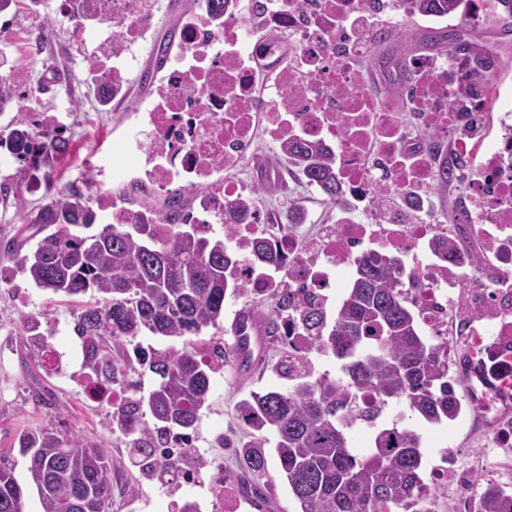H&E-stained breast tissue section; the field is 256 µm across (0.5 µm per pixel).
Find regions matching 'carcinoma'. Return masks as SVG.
I'll return each mask as SVG.
<instances>
[{
    "label": "carcinoma",
    "instance_id": "carcinoma-1",
    "mask_svg": "<svg viewBox=\"0 0 512 512\" xmlns=\"http://www.w3.org/2000/svg\"><path fill=\"white\" fill-rule=\"evenodd\" d=\"M404 16L449 17L463 0H401ZM424 45L453 57L466 44L457 28L426 31ZM15 155H36L40 143L31 132H10ZM282 156L302 172L325 199L336 204L342 189L328 151L318 144L288 140ZM184 195L168 197L172 219L164 236L151 224H102L93 233V215L70 195L55 196L32 223L35 249L20 268L38 288L52 295L89 296L75 324L85 351L83 367L91 382L112 389L126 384V371L137 363L157 377L148 396L116 405L107 401V425L130 438L136 464L164 478L176 470L172 458L157 455L168 433L194 429L208 400L210 374L236 361L239 349L203 338L224 318L227 292L239 286L229 269L240 256L232 240L212 241L196 225L180 224ZM421 290L422 276L404 283L397 266L380 255L365 260L336 309L332 321L317 307L297 303L289 293L279 307L293 309L313 349L342 361L345 378L294 374L288 359L280 373L293 381L285 390L254 392L238 404L241 418L257 431L274 434V453L299 512H431L421 494L424 480L422 423L454 420L461 411L449 376L448 349L422 334L419 313L406 287ZM149 332L181 341V347H136L127 342ZM25 349L44 357L50 345L44 334L25 327ZM372 391L378 405L356 408L349 399ZM405 407L401 416L376 433L362 455L351 452L348 429L361 420L373 423L389 402ZM151 415L154 423L145 420ZM19 453L26 458L27 480L15 476L14 460L0 454V512H23V499L36 491L42 512H110L114 472L104 449L87 438L63 436L54 428L23 431ZM244 471L241 492L262 499L258 483L267 469L266 448L237 449ZM477 512H512V494L491 479L478 495Z\"/></svg>",
    "mask_w": 512,
    "mask_h": 512
}]
</instances>
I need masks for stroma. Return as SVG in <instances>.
Instances as JSON below:
<instances>
[{
  "mask_svg": "<svg viewBox=\"0 0 512 512\" xmlns=\"http://www.w3.org/2000/svg\"><path fill=\"white\" fill-rule=\"evenodd\" d=\"M160 3L150 43L138 50L139 73L130 90L134 101L153 91L161 75L155 64V50L159 44L178 42L182 19L194 7V0ZM28 4L29 0H17L12 22L16 43L23 49L22 63L41 78L39 106L58 112L64 105H71L78 114L75 138L83 140L89 149L105 144L108 163H121L123 156L114 143L116 132L111 120L101 118V107L93 100V86L85 71L87 59L95 52L94 44L80 43L67 19L49 12L45 20L53 28L52 36L34 52H26ZM448 23L463 30L466 38L479 47L500 51V72L495 80L506 89L504 107L512 111V35L503 33L507 20L488 14L477 18L463 14L449 18ZM256 199L272 224L284 227L293 211L307 213L308 222L295 227L304 237L315 236L322 225L336 221L335 205L295 177L285 187L258 191ZM40 206L39 200L18 191L0 200V269L10 271L25 287L19 295L9 286H0V452L17 448L22 431L50 426L95 440L105 449L122 476L121 484L112 489L111 512H171L173 502L183 500L198 502L200 512H250L239 491L237 478L243 461L234 448L257 439L259 433L239 418L236 406L251 392L288 388V380L278 370L281 343L267 338L256 365L248 372L228 365L212 374L208 400L191 433L193 448L205 465L194 481L177 478L173 483L161 484L131 463L124 436L106 426V406L87 396L88 381L75 357L78 339L73 327L79 302L51 298L46 291L30 285L19 268L22 257L33 248L27 240L26 221ZM247 309L270 321L278 316L277 298L247 291L226 298L224 321L215 329V336L231 338L235 316ZM27 315L42 316L47 341L62 356L60 369L48 368L45 360L29 357L21 342L22 320ZM460 317L457 307H449L438 330L427 328L423 334L431 343L446 344L453 371L460 379L459 391L465 395L469 392L471 361L460 340ZM509 428L512 407L496 422L467 408L455 420L422 426L425 470L452 466L463 475L462 482L451 481L435 488L432 512H461L462 503L477 498L486 479L512 493V446L502 445L498 438L499 430ZM224 437L230 439V446L221 445ZM217 470L224 473V496L220 499L209 492L210 476Z\"/></svg>",
  "mask_w": 512,
  "mask_h": 512,
  "instance_id": "1",
  "label": "stroma"
}]
</instances>
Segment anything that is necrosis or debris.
Masks as SVG:
<instances>
[{"label": "necrosis or debris", "instance_id": "4bbe7bcc", "mask_svg": "<svg viewBox=\"0 0 512 512\" xmlns=\"http://www.w3.org/2000/svg\"><path fill=\"white\" fill-rule=\"evenodd\" d=\"M47 4L96 43L92 69L102 105L122 103L136 74L134 49L148 43L153 31L157 0H33V35L46 29ZM401 12L398 0H226L221 8L213 0H197L160 84L130 111L113 116L114 125L125 128L121 144L129 165L110 171L101 164L83 167V201L99 223L151 224L163 235L168 231L163 208H129L123 189L138 184L161 199L191 192L190 223L231 227L243 249L268 241L273 261L241 263L235 271L240 287L257 294L290 289L322 308L335 295L336 268L386 254L400 260L398 273L405 278L414 271L412 254L427 251L426 325L439 324L441 296L457 295L465 309V334L478 335L486 324L495 338L479 349L483 369L473 378L469 397L472 409L494 415L512 380V358L500 352L512 343V114L496 112L503 90L487 86L478 105L482 115L495 117L500 136L489 147L480 138L453 140L454 157L484 164L481 180H460L456 187L467 199H482L475 219L492 225L496 262L508 282L489 286L472 277L475 251L435 250V242L447 235L441 225L371 223L382 186L404 196L420 214L432 203V150L404 129L407 98L425 111L435 137L444 139L454 126L448 104L467 92L451 60L426 54L406 58L402 66L428 70L429 81L413 96L394 91L384 102L374 95L370 79L350 66V58L369 52L359 37L364 23ZM0 83L6 87L0 95L5 126L72 132L69 112L50 121L41 113L22 116L27 98L40 90L33 71L0 70ZM288 138L328 149L350 204L314 240L289 232L268 236L261 212L238 208L252 192L234 179V171L253 166L255 144L263 140L272 153L261 167L262 180L278 184L285 176L278 148Z\"/></svg>", "mask_w": 512, "mask_h": 512}]
</instances>
